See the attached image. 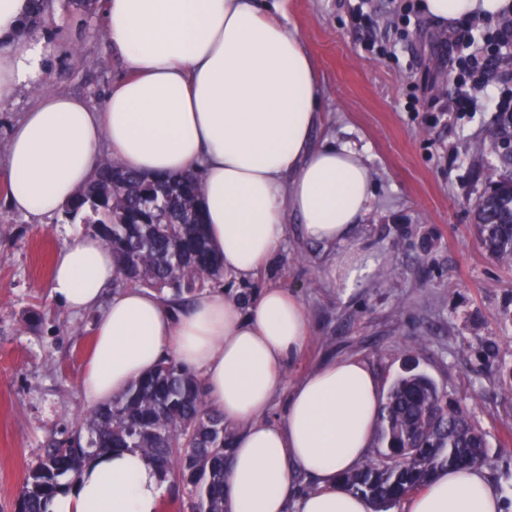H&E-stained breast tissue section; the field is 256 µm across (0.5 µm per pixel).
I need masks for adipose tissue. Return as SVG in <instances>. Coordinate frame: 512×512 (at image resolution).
Here are the masks:
<instances>
[{
	"label": "adipose tissue",
	"mask_w": 512,
	"mask_h": 512,
	"mask_svg": "<svg viewBox=\"0 0 512 512\" xmlns=\"http://www.w3.org/2000/svg\"><path fill=\"white\" fill-rule=\"evenodd\" d=\"M454 24L512 8V0H420ZM29 0H0V102L36 81L49 55L24 32ZM103 28L126 75L104 102L43 93L10 130L0 167L6 202L35 220L63 211L103 157L153 176L200 177L206 233L225 273L255 277L286 234L340 245L329 276L354 288L369 272L352 240L375 196L362 157L327 138L314 143L320 95L301 33L266 0H105ZM118 260L103 240L77 233L53 256L50 295L96 316L83 391L111 401L166 357L201 379L211 407L237 434L224 474V512H373L341 488L370 453L381 384L367 363L339 357L291 388L283 422L263 416L310 322L299 298L264 289L249 303L219 288L189 301L144 288L113 291ZM310 490L298 492V479ZM166 483L135 449L99 453L46 504L47 512H158ZM479 467L438 471L406 512H504Z\"/></svg>",
	"instance_id": "obj_1"
}]
</instances>
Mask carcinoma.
Wrapping results in <instances>:
<instances>
[{"instance_id": "obj_1", "label": "carcinoma", "mask_w": 512, "mask_h": 512, "mask_svg": "<svg viewBox=\"0 0 512 512\" xmlns=\"http://www.w3.org/2000/svg\"><path fill=\"white\" fill-rule=\"evenodd\" d=\"M53 0H30L27 23L38 26ZM512 114L500 118L489 147L512 168ZM170 198L165 213L145 211L149 185ZM494 200L474 206L482 247L512 263V177L493 184ZM119 257L114 289L147 288L182 300L223 276L205 231L201 188L191 173L148 177L100 161L90 183L65 207ZM377 457L341 478L342 486L386 512L424 488L440 468L471 466L489 458L485 433L469 413L425 374L407 367L387 390L377 424ZM235 438L221 413L206 402L200 379L164 360L105 405L90 407L65 440H51L29 469L15 512H46L47 501L79 475L94 452L133 448L144 453L175 491L185 512H224V471Z\"/></svg>"}]
</instances>
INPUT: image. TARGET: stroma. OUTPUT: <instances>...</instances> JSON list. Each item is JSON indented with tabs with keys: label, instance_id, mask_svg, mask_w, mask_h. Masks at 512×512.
Returning a JSON list of instances; mask_svg holds the SVG:
<instances>
[{
	"label": "stroma",
	"instance_id": "1",
	"mask_svg": "<svg viewBox=\"0 0 512 512\" xmlns=\"http://www.w3.org/2000/svg\"><path fill=\"white\" fill-rule=\"evenodd\" d=\"M418 0H278L284 22L310 50L328 135L362 153L376 203L356 229L377 266L353 290L327 272L337 249L306 240L289 217L277 252L225 292L250 302L262 289L289 290L311 324L304 353L286 368L266 415L282 422L289 390L324 360L362 357L384 383L413 361L466 408L487 434V473L512 502V265L479 245L472 205L502 176L498 159L477 153L497 126V101L512 107V46L489 44L498 24L482 19L476 46L447 50L452 27L426 17ZM35 35L53 46L41 79L0 108V152L10 128L48 90L101 105L125 70L105 38L101 13L57 7ZM487 59L488 83L470 106L448 101L465 89L454 59ZM466 90V89H465ZM59 216L34 224L6 204L0 170V512H15L19 489L48 440L68 435L89 402L82 390L94 314L50 298L52 258L66 241Z\"/></svg>",
	"mask_w": 512,
	"mask_h": 512
}]
</instances>
